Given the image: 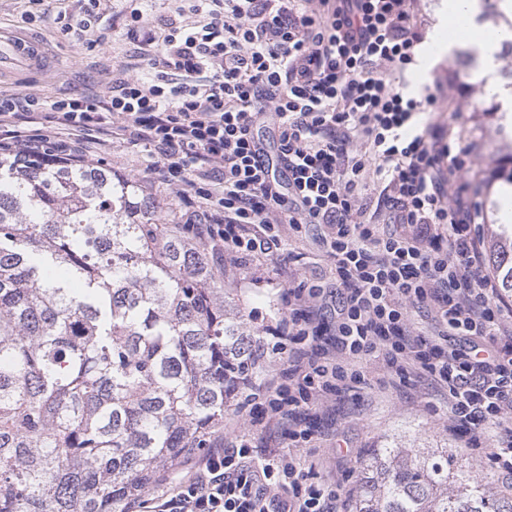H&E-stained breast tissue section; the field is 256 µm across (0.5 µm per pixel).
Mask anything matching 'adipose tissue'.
I'll return each mask as SVG.
<instances>
[{
    "label": "adipose tissue",
    "instance_id": "adipose-tissue-1",
    "mask_svg": "<svg viewBox=\"0 0 512 512\" xmlns=\"http://www.w3.org/2000/svg\"><path fill=\"white\" fill-rule=\"evenodd\" d=\"M480 13V0H439L435 8L436 21L426 34V43L429 48L435 49L437 59H444L459 48L458 43L447 42L448 27L466 24L468 30L474 31L473 44L479 49L475 71L477 79L482 81L485 93L501 103L503 111L512 112V90L501 82L497 60L500 44L512 38V32L498 28L486 35L478 33L477 18Z\"/></svg>",
    "mask_w": 512,
    "mask_h": 512
}]
</instances>
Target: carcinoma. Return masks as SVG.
Wrapping results in <instances>:
<instances>
[{"label": "carcinoma", "mask_w": 512, "mask_h": 512, "mask_svg": "<svg viewBox=\"0 0 512 512\" xmlns=\"http://www.w3.org/2000/svg\"><path fill=\"white\" fill-rule=\"evenodd\" d=\"M136 179L0 154V512H126L263 370L207 249ZM491 263L512 294V235ZM352 512H512L448 443L386 435Z\"/></svg>", "instance_id": "carcinoma-1"}]
</instances>
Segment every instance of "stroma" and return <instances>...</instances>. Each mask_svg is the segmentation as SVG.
Returning <instances> with one entry per match:
<instances>
[{
	"label": "stroma",
	"instance_id": "obj_1",
	"mask_svg": "<svg viewBox=\"0 0 512 512\" xmlns=\"http://www.w3.org/2000/svg\"><path fill=\"white\" fill-rule=\"evenodd\" d=\"M48 5L47 17L29 21L24 17L28 8L26 0H0V26L40 36L59 61L58 66L48 71L16 65L0 72L1 94L24 92L51 96L100 80L103 66L125 63L130 43L124 30L113 24L112 19L125 12L126 0H107L100 21L106 29L107 43L92 49L60 34L56 22L58 11L78 14L80 0H49ZM439 67L454 76L464 88L458 97V122L474 137L484 140L485 149L480 158L483 171L511 162L512 125L506 123L501 113L484 114L471 109L474 98L483 90L473 67L453 57L440 61ZM288 248L294 267L305 271L308 277L331 280L330 264L311 235L290 238ZM276 268V263L268 260L259 266L249 262L225 269L227 287L236 289L247 319L260 329L274 324L285 308ZM362 367L364 382L333 397L327 408L314 417L312 426L316 437L306 447H291L287 438H272L250 426L240 406L225 414L224 425L217 434L228 445L243 439L255 446L269 444L286 451L307 472L309 483L335 484L343 493L356 484L359 458L383 434L400 431L428 439L444 438L449 446L462 447L461 436L448 432L446 399L430 381L423 378L399 380L394 373L369 359L363 360Z\"/></svg>",
	"mask_w": 512,
	"mask_h": 512
}]
</instances>
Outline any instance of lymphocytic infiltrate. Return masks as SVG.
Masks as SVG:
<instances>
[{
	"instance_id": "1",
	"label": "lymphocytic infiltrate",
	"mask_w": 512,
	"mask_h": 512,
	"mask_svg": "<svg viewBox=\"0 0 512 512\" xmlns=\"http://www.w3.org/2000/svg\"><path fill=\"white\" fill-rule=\"evenodd\" d=\"M123 22L148 76L116 68L55 98L0 97V153L42 149L88 159L89 132L142 146L175 218L218 262L287 255L285 231L315 230L331 289L280 277L288 313L260 356L287 354L248 403L258 425L287 427L363 380L374 356L447 395L448 431L512 484V304L486 271L477 143L453 125L456 80L398 88L422 42L419 0H178ZM275 120V155L253 133ZM380 183L378 198L366 196ZM426 313L430 332L413 315ZM496 448H488L490 433ZM335 489L308 486L293 457L217 439L186 474L160 483L150 512H345Z\"/></svg>"
}]
</instances>
